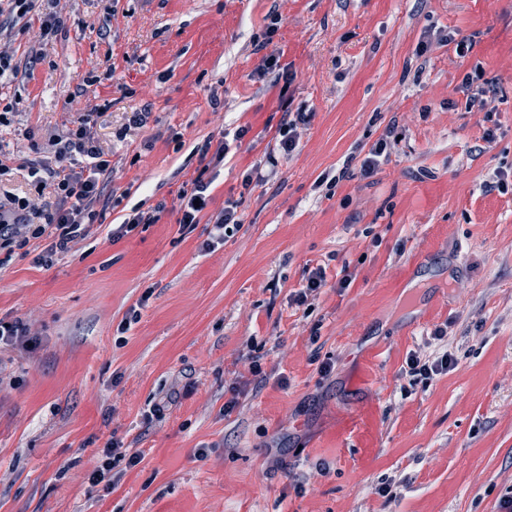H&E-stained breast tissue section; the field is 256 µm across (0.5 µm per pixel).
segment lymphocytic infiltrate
<instances>
[{"instance_id": "obj_1", "label": "lymphocytic infiltrate", "mask_w": 512, "mask_h": 512, "mask_svg": "<svg viewBox=\"0 0 512 512\" xmlns=\"http://www.w3.org/2000/svg\"><path fill=\"white\" fill-rule=\"evenodd\" d=\"M2 14L8 15L12 22L22 23L24 28L38 27L44 35L58 32L64 25L60 12H41L38 0H0ZM398 135L397 123H389L356 166L347 165L339 171V179L373 176L396 148ZM49 144L50 160L27 164L31 193L0 194V255L11 256L15 250L38 239L46 242V256L68 253L88 235L95 222L104 218L97 203L100 186L111 176L112 166L97 143L93 113L81 115L72 127L50 135ZM48 186L54 191L55 201L44 206L40 195ZM210 186V180L199 175L185 183L178 194L180 228L190 232L197 224H206L208 238L203 247L207 250L222 244L243 223L236 202L230 200L218 212L207 214Z\"/></svg>"}]
</instances>
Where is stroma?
<instances>
[{
    "label": "stroma",
    "mask_w": 512,
    "mask_h": 512,
    "mask_svg": "<svg viewBox=\"0 0 512 512\" xmlns=\"http://www.w3.org/2000/svg\"><path fill=\"white\" fill-rule=\"evenodd\" d=\"M42 7L61 8L62 31L0 32L20 70L0 187L24 189L21 163L83 112L113 172L105 225L52 264L34 240L0 266V320L37 336L0 351V512H498L512 493V0ZM444 30L471 40L466 60L450 44L417 55ZM267 37L288 86L252 76ZM477 68L495 112L460 90ZM301 109L298 150L244 185ZM392 120L402 139L373 177L321 184ZM240 126L209 208L236 201L243 225L206 252L205 224L176 222L178 193L204 145ZM160 204L159 223L108 239ZM319 267L325 287L294 304ZM445 350L450 372L407 375L411 353ZM113 440L112 482L92 484Z\"/></svg>",
    "instance_id": "1"
}]
</instances>
